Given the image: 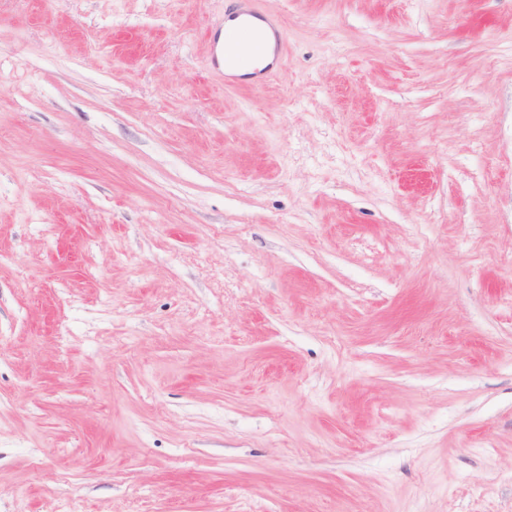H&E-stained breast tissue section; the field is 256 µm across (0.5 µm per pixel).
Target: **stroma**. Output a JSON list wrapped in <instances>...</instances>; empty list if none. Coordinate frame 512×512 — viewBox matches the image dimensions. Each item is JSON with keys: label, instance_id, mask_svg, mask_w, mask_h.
<instances>
[{"label": "stroma", "instance_id": "obj_1", "mask_svg": "<svg viewBox=\"0 0 512 512\" xmlns=\"http://www.w3.org/2000/svg\"><path fill=\"white\" fill-rule=\"evenodd\" d=\"M0 0V512H512V0ZM238 7L234 12L224 16V23L220 25L211 45V63L214 68L224 74L225 80L234 79L236 74L231 71L247 66L249 57L261 58L272 54L273 61L267 77L274 76L277 66L284 55V40L279 27L278 13L274 9L258 11L253 7V0H235ZM237 24L227 27V20L238 19ZM263 23L261 28L255 25V21ZM224 30V40L218 45V36ZM221 60L219 59V57Z\"/></svg>", "mask_w": 512, "mask_h": 512}]
</instances>
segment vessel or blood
Segmentation results:
<instances>
[{
	"label": "vessel or blood",
	"mask_w": 512,
	"mask_h": 512,
	"mask_svg": "<svg viewBox=\"0 0 512 512\" xmlns=\"http://www.w3.org/2000/svg\"><path fill=\"white\" fill-rule=\"evenodd\" d=\"M237 2L238 6L233 13L234 25L225 28L222 44L211 47L213 67L226 75L247 66L249 58L270 55L278 61L284 55V40L277 11L257 10L253 0Z\"/></svg>",
	"instance_id": "vessel-or-blood-1"
}]
</instances>
